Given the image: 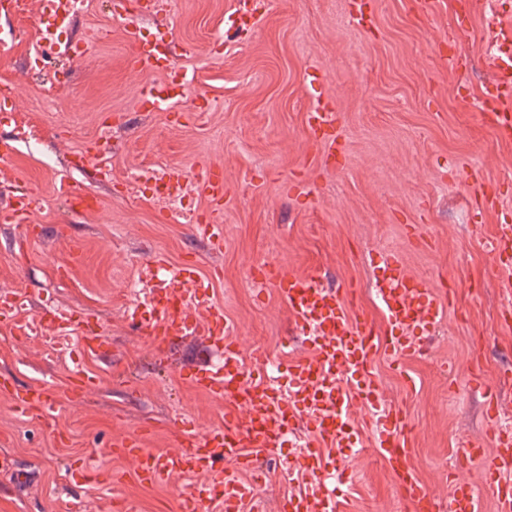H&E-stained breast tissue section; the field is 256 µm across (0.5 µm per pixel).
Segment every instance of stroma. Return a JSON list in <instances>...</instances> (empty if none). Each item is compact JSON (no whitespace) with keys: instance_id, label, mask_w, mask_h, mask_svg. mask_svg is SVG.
<instances>
[{"instance_id":"1","label":"stroma","mask_w":512,"mask_h":512,"mask_svg":"<svg viewBox=\"0 0 512 512\" xmlns=\"http://www.w3.org/2000/svg\"><path fill=\"white\" fill-rule=\"evenodd\" d=\"M255 17L225 35L235 0H83L55 54L41 55L39 0L18 13L0 0V138L16 151L0 163V213L24 192L37 198L28 223L0 221V300L33 321L44 311L89 314L102 337L84 352L76 324L54 334L17 335L0 323V379L36 385L56 400L50 417L18 415L0 394V512H176L181 493L207 475L163 485L90 483L82 468L129 472L106 453L112 441L147 429L145 443L177 450L181 421L198 432L224 422V401L189 386L206 337L180 340L157 357L132 323V305L193 262L209 302L235 329L243 359L263 352L267 374L283 375L303 355L287 304L260 288L253 271L275 265L355 284L354 309L380 320L372 287L397 254L408 272L449 292L441 322L413 357H374L385 399L416 434L409 464L439 502L454 480L473 484L479 512H498L479 466L461 465L464 444L485 440L478 372L512 418V292L494 251L512 211V142L484 122L490 91L482 66L490 0H246ZM172 33L186 75L183 96L145 104L143 89L165 74L129 62L125 29ZM338 117L335 141L307 125L315 106ZM112 161L101 177L94 151ZM222 168L224 199L195 188ZM182 170L187 184L161 199L144 171ZM67 172L93 201L71 206L57 176ZM224 227L222 250L193 231ZM82 258L68 263L71 246ZM99 385L75 395L74 370ZM294 442L256 451L265 476L239 512H281L308 477L292 466ZM343 512H399L394 482L364 452L336 484Z\"/></svg>"}]
</instances>
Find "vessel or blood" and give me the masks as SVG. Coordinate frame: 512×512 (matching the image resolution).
Segmentation results:
<instances>
[{"mask_svg":"<svg viewBox=\"0 0 512 512\" xmlns=\"http://www.w3.org/2000/svg\"><path fill=\"white\" fill-rule=\"evenodd\" d=\"M489 27L493 41L485 67L498 90L497 96L481 100L484 120L503 141H512V14L497 13ZM132 48L131 65L141 71H162L166 84L152 87L150 96L166 102L176 98L185 74L169 53L163 40L144 39L134 26L125 32ZM200 187L213 201L224 197V174L209 170ZM189 266L171 271L167 291L140 302L134 321L148 336L156 354H165L178 340L207 336L221 343L218 363L184 371L195 388L224 399L232 408L223 426L197 434L190 423L181 425V447L159 453L143 445L141 435L114 440L110 455L132 459V475L144 483H166L177 475L206 473L210 479L179 498L178 512H203L205 503L221 501L224 512H239L240 504L254 498V485L239 481L237 470L253 468V448L280 447L289 432L304 430L307 439L295 454L308 475L309 491L290 496L282 512H340L334 493L337 476L327 468V452L346 462L361 451L363 444L352 422L354 407L366 408L374 428L372 445L386 470L395 478L399 498L413 512H478L472 485L454 482L447 503H440L415 474L409 459L415 436L401 410L387 406L379 391L373 369L377 351L393 357L419 352L410 328L430 329L443 314V304L420 276L406 272L399 258L386 262L373 290L383 322L375 324L351 309V289L325 288L311 273H295L269 266L254 276L262 286L274 289L287 303L309 355L288 365L283 383L269 382L263 373V358L245 364L238 346L230 341L231 329L224 313L209 306L207 287ZM11 394L20 413L51 415L55 402L37 386L24 389L0 385ZM486 443L462 449L463 464H480L484 490L499 505L500 512H512V430L503 428L500 404L494 392L486 394ZM231 463L229 471L216 472L220 462Z\"/></svg>","mask_w":512,"mask_h":512,"instance_id":"obj_1","label":"vessel or blood"}]
</instances>
